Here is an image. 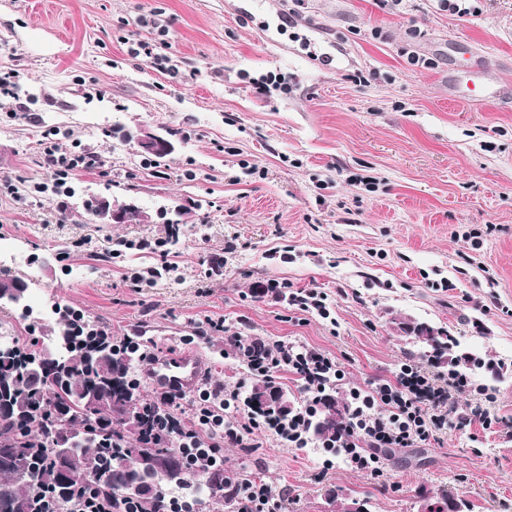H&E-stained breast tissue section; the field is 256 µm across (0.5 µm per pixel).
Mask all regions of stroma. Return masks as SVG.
Masks as SVG:
<instances>
[{"mask_svg":"<svg viewBox=\"0 0 512 512\" xmlns=\"http://www.w3.org/2000/svg\"><path fill=\"white\" fill-rule=\"evenodd\" d=\"M466 6L0 0V70L18 75L0 103V247L23 258L10 274L30 262L40 274L26 306L0 301V327L41 338L76 310L154 352L196 351L208 377L243 390L249 373L224 349L246 325L335 356L344 392L408 358L447 374L400 324L444 328L503 366L456 395L492 428L448 424L384 457L380 478L260 430L225 449L224 467L284 492L278 512H326L331 489L371 512H424L447 493L512 512V0ZM144 17L165 25L174 72L129 54L127 37L154 35ZM475 63L497 78L493 106L465 98ZM143 128L178 132L153 173L133 139ZM50 131L102 159L61 198L32 190ZM113 195L151 220L100 223L86 202ZM139 240L164 243L175 271L136 286L131 273L158 262ZM270 278L327 293L330 319L263 292Z\"/></svg>","mask_w":512,"mask_h":512,"instance_id":"35a3bbf8","label":"stroma"}]
</instances>
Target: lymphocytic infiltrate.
<instances>
[{"instance_id":"1","label":"lymphocytic infiltrate","mask_w":512,"mask_h":512,"mask_svg":"<svg viewBox=\"0 0 512 512\" xmlns=\"http://www.w3.org/2000/svg\"><path fill=\"white\" fill-rule=\"evenodd\" d=\"M44 167L48 179L35 184V191L61 195L67 193L71 176L87 169L88 164L80 154L49 146L44 150ZM259 345V339L239 332L228 338L229 348L246 361L251 376L303 374L306 401L292 418L281 421L239 414L237 391L208 379L197 389L187 412L182 409L180 395L156 393L160 411L157 435L182 452L189 469L210 472L223 466L224 447H247L250 435L259 429L274 433L289 446L307 447L311 439L308 426L320 394L342 379L339 365L335 357L295 342L266 348L261 361H249V353ZM467 385L466 378L453 372L437 383L417 366L402 364L395 379L376 380L367 389H350L349 399L354 408L351 429L337 445L343 448L351 468L382 476L384 449L415 447L451 421L461 428L482 421L481 412L458 408L454 401L455 392ZM232 497L235 512H277L279 507L272 489L257 480L242 481L234 487Z\"/></svg>"}]
</instances>
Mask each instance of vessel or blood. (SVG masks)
<instances>
[{
  "instance_id": "obj_1",
  "label": "vessel or blood",
  "mask_w": 512,
  "mask_h": 512,
  "mask_svg": "<svg viewBox=\"0 0 512 512\" xmlns=\"http://www.w3.org/2000/svg\"><path fill=\"white\" fill-rule=\"evenodd\" d=\"M141 372L149 390L189 394L198 389L206 365L192 351L158 353L142 363Z\"/></svg>"
}]
</instances>
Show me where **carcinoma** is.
Masks as SVG:
<instances>
[{
  "instance_id": "obj_1",
  "label": "carcinoma",
  "mask_w": 512,
  "mask_h": 512,
  "mask_svg": "<svg viewBox=\"0 0 512 512\" xmlns=\"http://www.w3.org/2000/svg\"><path fill=\"white\" fill-rule=\"evenodd\" d=\"M402 329L426 346L424 356L430 359L446 357L465 374L486 367L481 357L457 350L459 342L441 328L404 321ZM53 334L65 346L49 382L33 369L47 344L15 342L8 345L12 353L0 355V405L11 408L0 416V512H43L38 500L47 495L64 512L76 489L98 478L116 497L138 502L141 512H155L161 493L190 481L179 451L155 436L158 409L132 383L134 358L114 353L110 342L74 335L65 320L58 322ZM275 392H285L276 380L255 379L245 405L258 417L286 419L295 410L294 400H288L284 410L272 400ZM330 393L336 396V406L326 405L322 397L318 401L315 421L320 430L315 438L319 442L344 434L350 424L348 402L339 397L337 388L325 391ZM263 396L268 404L253 405ZM69 442L77 443L78 450L67 464L74 482L64 487L56 448ZM159 457L170 460L174 469L159 474L146 491L124 494L123 488L140 468ZM237 481L236 476H208L209 502L230 501L225 490ZM327 499L336 504V512H350L352 504L368 505L365 499L336 490L329 491Z\"/></svg>"
}]
</instances>
